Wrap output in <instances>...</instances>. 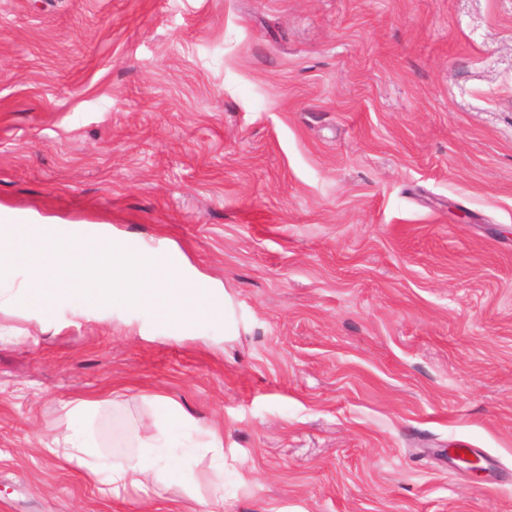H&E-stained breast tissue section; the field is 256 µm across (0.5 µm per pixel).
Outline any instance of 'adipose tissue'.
Wrapping results in <instances>:
<instances>
[{"mask_svg": "<svg viewBox=\"0 0 512 512\" xmlns=\"http://www.w3.org/2000/svg\"><path fill=\"white\" fill-rule=\"evenodd\" d=\"M162 417L144 423L145 451L139 457L117 462L110 466L91 461L87 457L90 443L79 430L54 436L46 445L49 454L64 466L83 470L88 482H103V492L111 497L121 496L127 488L165 484L175 471H182L178 486L182 497L196 505L200 512H216L224 498V450L216 438H209L197 446L198 456L209 457L208 467L201 471H183L179 461L167 454L171 442L191 437L199 426L191 415L173 401L156 397Z\"/></svg>", "mask_w": 512, "mask_h": 512, "instance_id": "1", "label": "adipose tissue"}]
</instances>
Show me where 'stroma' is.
<instances>
[{
    "label": "stroma",
    "instance_id": "obj_1",
    "mask_svg": "<svg viewBox=\"0 0 512 512\" xmlns=\"http://www.w3.org/2000/svg\"><path fill=\"white\" fill-rule=\"evenodd\" d=\"M0 208L227 303L0 310V512H177L44 450L85 396L131 459L157 394L219 430L221 512H512V0H0Z\"/></svg>",
    "mask_w": 512,
    "mask_h": 512
}]
</instances>
